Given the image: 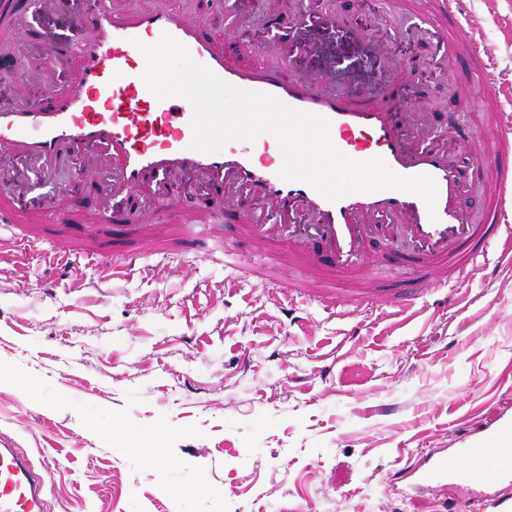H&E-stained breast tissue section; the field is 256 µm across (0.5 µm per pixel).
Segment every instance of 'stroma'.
Instances as JSON below:
<instances>
[{
  "mask_svg": "<svg viewBox=\"0 0 512 512\" xmlns=\"http://www.w3.org/2000/svg\"><path fill=\"white\" fill-rule=\"evenodd\" d=\"M294 2L168 0L210 34L236 16L224 50L241 64L283 59L373 104L391 80L408 92L397 107L445 98L428 113L441 129L488 111L472 93L478 76L444 67L436 35L407 34L388 0H337L299 39L273 37L268 12ZM466 7L512 80V0ZM40 62L34 45L0 54V106ZM74 168L66 158L59 180L74 210L94 214L102 199ZM74 236L0 227V432L53 457L49 512H442L406 467L512 411V265L497 248L485 258L493 275L449 281L455 308L438 311L425 292L403 313H367L354 337L336 310L269 287L287 270L225 271L208 239L167 255L138 243L134 274L86 263L73 278L40 255ZM138 432L160 435L164 458L129 447Z\"/></svg>",
  "mask_w": 512,
  "mask_h": 512,
  "instance_id": "stroma-1",
  "label": "stroma"
}]
</instances>
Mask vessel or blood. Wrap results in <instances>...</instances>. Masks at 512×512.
<instances>
[{
    "label": "vessel or blood",
    "instance_id": "obj_1",
    "mask_svg": "<svg viewBox=\"0 0 512 512\" xmlns=\"http://www.w3.org/2000/svg\"><path fill=\"white\" fill-rule=\"evenodd\" d=\"M465 0H437V13L448 22L442 34L444 66L467 54L480 74V96L497 106L489 126L451 128L433 135L420 125L424 111L385 110L352 104L323 76L290 73L287 63L244 70L227 61L223 40L236 38L230 21L223 40L203 33L200 18L178 13L163 0L148 7H121L99 0L78 15V42L45 36L40 28L53 0H0V40L33 41L43 65L42 88L32 98L27 84L15 87L12 105L0 108V226L4 224L75 225L91 234L93 225L113 226L118 238L139 240L160 250L197 230L216 235L219 225H239L252 247L254 261L273 248L284 250L288 270L313 287L314 298L335 303L347 313L364 306L397 303L405 310L413 298L391 300L375 287L376 278L392 271L435 291L449 280L476 270L478 257L491 242L512 257V89L497 85L496 58L485 49V36L464 8ZM305 12H278L269 27L275 36L295 35ZM181 45L194 62L238 88L266 93L293 108L329 120L336 149L355 161L382 160L401 178L426 177L435 187L434 202L396 187L355 192L332 201L302 180L280 177L281 150L273 135L247 143L232 141L221 151L193 150V107L182 96L158 98L144 75L146 51L163 38ZM66 66L67 83L58 80ZM77 156L76 172L94 184L103 198L147 197L176 210L173 224L156 223L142 209L103 208L87 219L70 208L66 192L48 178L62 156ZM203 190L190 193L186 178ZM486 191L481 222L469 221L461 208L468 187ZM50 193L47 209L20 210L21 197ZM376 239H401L405 251L371 255ZM104 272H132L133 262L117 265L114 250L92 255ZM357 281L342 290L340 281ZM55 462L34 464L0 435V512H48L46 482ZM413 486L449 491L445 503L465 512H512V412L463 438L456 448L428 455L411 472Z\"/></svg>",
    "mask_w": 512,
    "mask_h": 512
}]
</instances>
